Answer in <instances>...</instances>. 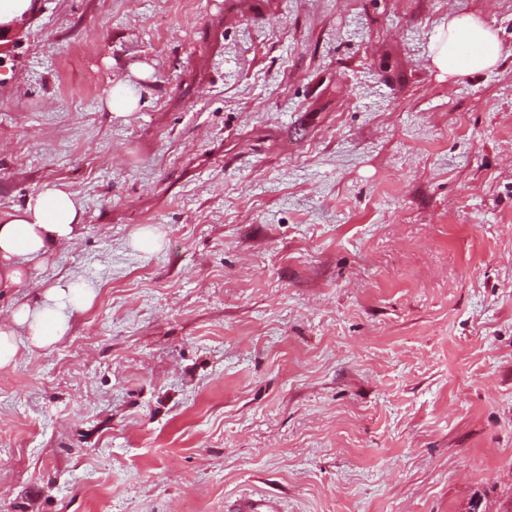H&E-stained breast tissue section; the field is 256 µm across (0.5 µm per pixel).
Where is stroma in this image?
Here are the masks:
<instances>
[{
    "label": "stroma",
    "mask_w": 512,
    "mask_h": 512,
    "mask_svg": "<svg viewBox=\"0 0 512 512\" xmlns=\"http://www.w3.org/2000/svg\"><path fill=\"white\" fill-rule=\"evenodd\" d=\"M457 14L497 68L432 66ZM51 186L84 223L0 324L97 295L0 372V512L512 505V0H30L0 213ZM105 105L109 112L116 116H128L135 112L138 99L135 96L132 85L127 82H119L112 88Z\"/></svg>",
    "instance_id": "35a3bbf8"
}]
</instances>
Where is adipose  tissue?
Wrapping results in <instances>:
<instances>
[{
  "label": "adipose tissue",
  "mask_w": 512,
  "mask_h": 512,
  "mask_svg": "<svg viewBox=\"0 0 512 512\" xmlns=\"http://www.w3.org/2000/svg\"><path fill=\"white\" fill-rule=\"evenodd\" d=\"M500 57L493 27L471 15L451 17L431 53L436 69L451 77L492 69ZM83 221L81 201L59 188L36 193L25 206L0 216V288L23 287L30 267L45 264L58 247L76 239ZM95 297L91 285L67 282L48 288L35 306L13 310L9 323L0 324V371L16 363V327L25 329L30 347L49 348L67 334L71 311L89 308Z\"/></svg>",
  "instance_id": "obj_1"
}]
</instances>
